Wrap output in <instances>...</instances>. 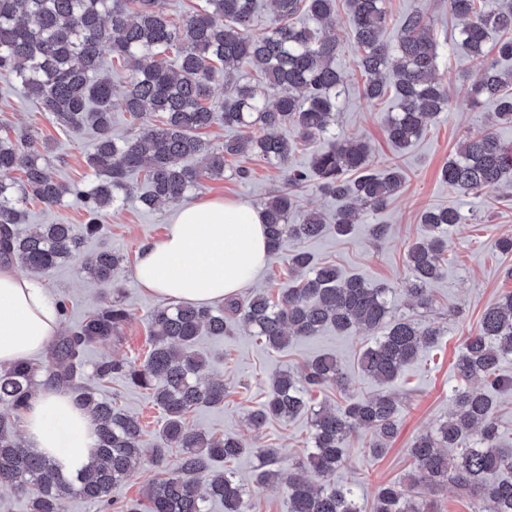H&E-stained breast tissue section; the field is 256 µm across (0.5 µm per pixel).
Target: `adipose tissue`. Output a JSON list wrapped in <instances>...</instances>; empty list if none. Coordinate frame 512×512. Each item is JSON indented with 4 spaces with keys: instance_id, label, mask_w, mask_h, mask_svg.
Masks as SVG:
<instances>
[{
    "instance_id": "obj_1",
    "label": "adipose tissue",
    "mask_w": 512,
    "mask_h": 512,
    "mask_svg": "<svg viewBox=\"0 0 512 512\" xmlns=\"http://www.w3.org/2000/svg\"><path fill=\"white\" fill-rule=\"evenodd\" d=\"M267 259L262 208L209 199L182 205L172 214L163 239L141 247L134 275L152 298L211 306L237 295ZM59 328L43 283L0 269V366L40 353ZM22 429L30 447L70 469L88 461L95 442L91 416L61 392L33 400L22 416Z\"/></svg>"
}]
</instances>
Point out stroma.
Listing matches in <instances>:
<instances>
[{
    "label": "stroma",
    "instance_id": "stroma-1",
    "mask_svg": "<svg viewBox=\"0 0 512 512\" xmlns=\"http://www.w3.org/2000/svg\"><path fill=\"white\" fill-rule=\"evenodd\" d=\"M386 9V38L391 42L396 40L406 13L418 9L426 14L439 44L437 75L448 87L451 99L448 112L430 123L409 146L393 145L385 132V118L394 101L388 96L371 104L364 98L366 77L356 66V52L347 37L350 16L345 5H338L328 32L340 41L336 66L345 72L348 82L334 131L337 136L368 143L372 169L381 172L388 166L398 165L405 181L382 213L354 225L348 236L328 232L298 245L285 242L281 254L269 257L247 286L248 291L274 295L291 284L296 275L289 270L284 256L298 247L311 254L314 263L334 264L342 276L358 275L388 289L391 316L405 315L424 325L442 327L437 346L408 364L394 384L401 401V424L387 451L378 457L372 455L368 438L360 431L348 442L346 461L334 480L359 491L363 512H370L381 484H405L411 470L409 448L417 437L447 418L452 408L451 390L459 382L455 360L464 337L476 328L488 306L504 292L512 291V279L506 275L512 268V255L503 254L497 247L500 237L512 234V186L486 196H466L444 183L440 175L442 166L455 154L464 136L490 130L502 143L512 146V124L492 125L490 105L470 106L467 88L481 61L453 46L457 22L449 15L446 0H386ZM28 134L34 137L43 163L56 180L90 184L87 157L93 151L95 131L88 127L75 133L58 126L27 102L16 80L2 78L0 136L15 138ZM329 145V139L324 138L298 146L285 168L251 151L227 156L223 179L207 182L201 193H190L187 200L192 203L224 198L262 206L285 184L288 168L308 167L312 153ZM241 168L248 170L247 179L238 178L237 171ZM128 182L130 196L117 207L102 212L99 222L103 230L95 236L84 235L87 215L73 199H65L53 207L37 201L25 206V229L38 224H70L83 235L79 255L42 277L53 299L66 300L67 325L77 324L115 299L127 311L120 333L108 345L87 352L85 359L90 366L103 356L140 362L149 349L148 315L157 301L143 293L135 279L134 267L142 245L163 238L173 209L169 206L147 209L141 205L138 197L147 187L142 173L131 174ZM430 206L457 208L466 221L450 231L445 273L432 286L431 303L420 306L406 294L403 280L409 246L427 234L420 214ZM378 224L386 227L384 237L374 234ZM104 247L112 248L124 258L123 266L109 285L90 278L83 269L85 260ZM370 341V336L358 328L344 334L326 330L300 337L282 351L267 348L241 328L230 336L200 337L197 349L209 361L204 376L223 380L228 395L223 405L204 406L189 413L187 423L190 428L210 435L237 436L246 444L247 453L234 460L231 468L250 493L251 512L287 510L284 484H258L261 463L256 449H278L282 457L295 463L305 457L310 444L311 417L307 414L286 421L269 420L259 433L249 427L247 416L264 401L271 377L281 371L299 372L313 358L330 354L336 356L348 375V392L357 395L377 392L379 384L362 374L358 365L359 356ZM99 393L107 398L120 396L124 408L140 418L145 441L156 442L162 419L150 391L131 388L124 379L116 378L100 388Z\"/></svg>",
    "mask_w": 512,
    "mask_h": 512
}]
</instances>
